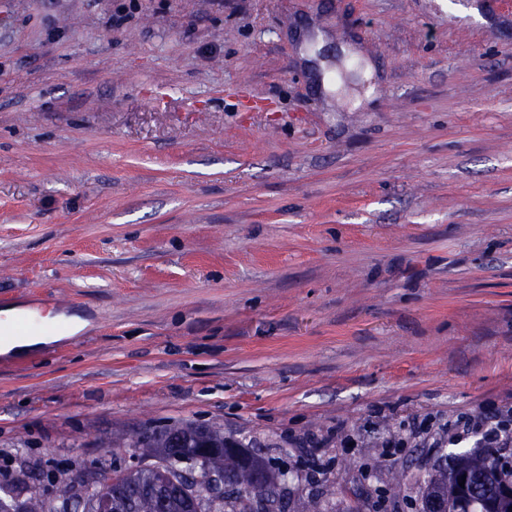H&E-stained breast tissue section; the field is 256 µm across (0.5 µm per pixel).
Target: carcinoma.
I'll list each match as a JSON object with an SVG mask.
<instances>
[{"instance_id":"carcinoma-1","label":"carcinoma","mask_w":512,"mask_h":512,"mask_svg":"<svg viewBox=\"0 0 512 512\" xmlns=\"http://www.w3.org/2000/svg\"><path fill=\"white\" fill-rule=\"evenodd\" d=\"M112 447L125 449L113 453L107 465L116 474L112 512H255L248 498L255 487L265 496V512H286L278 463L224 436L218 423L143 429L112 441ZM463 475L461 486L457 481ZM215 476L223 480L224 491L197 495L194 487ZM77 481L53 479L43 489L22 470L9 488L0 486V512H94L97 490L79 495ZM510 486L512 467L500 450L460 454L424 482L422 512H512V500L503 496Z\"/></svg>"}]
</instances>
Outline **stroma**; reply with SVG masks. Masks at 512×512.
Listing matches in <instances>:
<instances>
[{
    "instance_id": "35a3bbf8",
    "label": "stroma",
    "mask_w": 512,
    "mask_h": 512,
    "mask_svg": "<svg viewBox=\"0 0 512 512\" xmlns=\"http://www.w3.org/2000/svg\"><path fill=\"white\" fill-rule=\"evenodd\" d=\"M36 302L1 469L216 422L289 512H419L512 409V11L0 0V317ZM492 417L482 413L465 414L457 418V425L463 432L482 433L486 448H510L512 446V427L509 420H501L495 426H489Z\"/></svg>"
}]
</instances>
